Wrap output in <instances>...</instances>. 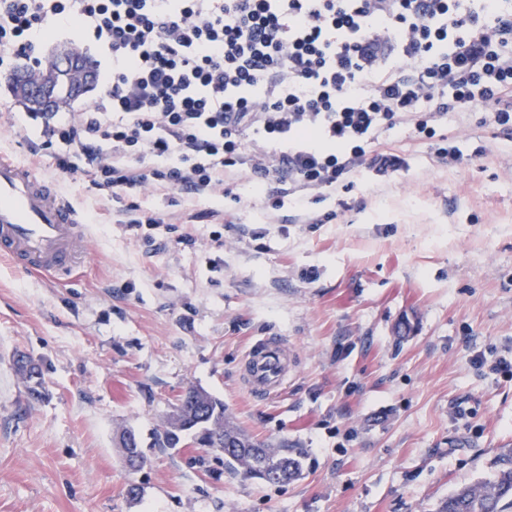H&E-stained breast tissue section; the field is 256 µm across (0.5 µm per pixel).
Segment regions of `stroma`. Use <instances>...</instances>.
Segmentation results:
<instances>
[{
	"label": "stroma",
	"mask_w": 512,
	"mask_h": 512,
	"mask_svg": "<svg viewBox=\"0 0 512 512\" xmlns=\"http://www.w3.org/2000/svg\"><path fill=\"white\" fill-rule=\"evenodd\" d=\"M64 45L109 72L74 27L51 28L42 50ZM25 117L0 75V150L24 164L12 127ZM447 136L468 163L390 132L405 166L338 192L330 223L268 222L242 181L220 227L163 228L152 244L121 225L119 203L42 158L85 234L59 281L0 261V512H432L487 478L512 451V375L473 362L512 356V140L463 113ZM264 336L291 358L269 400L244 381ZM20 354L40 366L42 400ZM193 386L253 436L299 448L301 477L243 478L206 449L155 446ZM126 428L146 458L136 471L117 445Z\"/></svg>",
	"instance_id": "stroma-1"
}]
</instances>
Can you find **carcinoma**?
<instances>
[{
	"mask_svg": "<svg viewBox=\"0 0 512 512\" xmlns=\"http://www.w3.org/2000/svg\"><path fill=\"white\" fill-rule=\"evenodd\" d=\"M14 101L27 112H67L73 99L59 98L45 107L32 103L24 85L9 83ZM187 409L178 426L166 419L156 431L155 445L179 448L189 433L205 432L207 438H224V446L206 443L213 453L224 455L231 472L245 477H258L274 483H286L296 478L301 469L297 451L284 444L258 441L233 424L224 408V401L204 389L192 388L185 393ZM489 478L476 484L457 488L440 499L435 512H506L512 507V452L496 456Z\"/></svg>",
	"mask_w": 512,
	"mask_h": 512,
	"instance_id": "obj_1",
	"label": "carcinoma"
}]
</instances>
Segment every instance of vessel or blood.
<instances>
[{
    "label": "vessel or blood",
    "instance_id": "b4317fda",
    "mask_svg": "<svg viewBox=\"0 0 512 512\" xmlns=\"http://www.w3.org/2000/svg\"><path fill=\"white\" fill-rule=\"evenodd\" d=\"M82 230L79 214L55 184L0 153V259L51 277L72 272L79 262L75 241ZM287 376L288 353L280 340H256L245 361L252 394H276Z\"/></svg>",
    "mask_w": 512,
    "mask_h": 512
}]
</instances>
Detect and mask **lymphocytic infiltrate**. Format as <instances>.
<instances>
[{
  "mask_svg": "<svg viewBox=\"0 0 512 512\" xmlns=\"http://www.w3.org/2000/svg\"><path fill=\"white\" fill-rule=\"evenodd\" d=\"M75 23L109 55L91 106L31 113V155L125 203L128 227L166 215L144 188L204 198L241 174L264 208L303 224L347 179L403 163L385 139L436 136L452 112L512 135V10L496 0H0V72Z\"/></svg>",
  "mask_w": 512,
  "mask_h": 512,
  "instance_id": "lymphocytic-infiltrate-1",
  "label": "lymphocytic infiltrate"
}]
</instances>
